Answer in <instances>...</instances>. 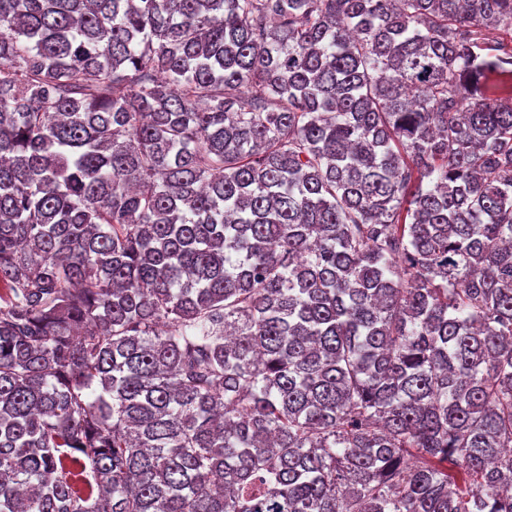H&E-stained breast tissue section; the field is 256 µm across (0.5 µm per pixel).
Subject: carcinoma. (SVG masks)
I'll list each match as a JSON object with an SVG mask.
<instances>
[{"label": "carcinoma", "instance_id": "cac0c4a2", "mask_svg": "<svg viewBox=\"0 0 512 512\" xmlns=\"http://www.w3.org/2000/svg\"><path fill=\"white\" fill-rule=\"evenodd\" d=\"M0 287V512H512V0H0Z\"/></svg>", "mask_w": 512, "mask_h": 512}]
</instances>
